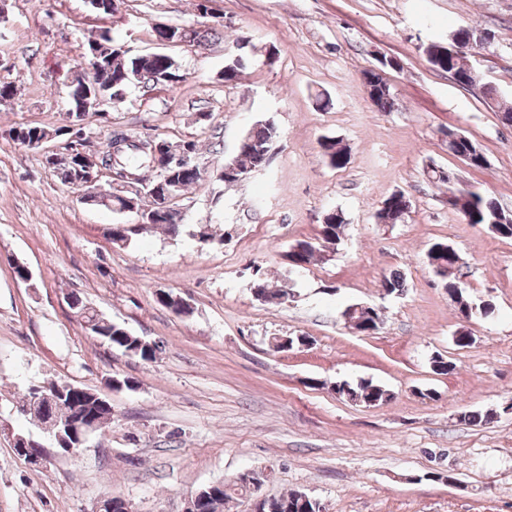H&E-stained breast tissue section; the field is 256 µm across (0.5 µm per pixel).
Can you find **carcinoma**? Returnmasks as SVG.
<instances>
[{"label": "carcinoma", "mask_w": 512, "mask_h": 512, "mask_svg": "<svg viewBox=\"0 0 512 512\" xmlns=\"http://www.w3.org/2000/svg\"><path fill=\"white\" fill-rule=\"evenodd\" d=\"M204 0H197L196 9L198 16L204 19L206 25L194 28L172 27V40H181L196 46L206 44L208 35L215 28L208 23L215 22L224 26V21L216 15L207 14V8L202 5ZM467 28L461 27L453 31V35L461 43L462 57L454 59L448 56L447 49L442 42H430L424 47V53L428 62L435 68L448 72L454 70L462 75V78H470L468 70L464 68V60L468 59L467 51L471 44L465 39ZM83 52L81 58L92 65L94 74L86 77L83 73H76L71 77L67 85V115L68 124L54 131L44 127L18 124L0 133L14 142L22 143L25 140L39 139L48 133L54 137H62L65 144L61 149L53 151L56 156L76 159L83 154H90L92 150L88 146L87 135L73 137L71 126L84 120L90 115L100 118L102 122H109L108 113L104 109L97 108L95 112H88V107L100 100L103 103L114 105L125 101L126 96L134 87H156L158 85L173 88L183 80L181 65L177 59L165 52L155 51L144 55L130 56L128 51L122 48L121 42L116 39L109 29H101L97 36L81 44ZM249 64L246 55L239 54L238 60L225 62L223 71L224 82L231 84L239 80L242 71ZM369 99L381 112H391L395 107V98L391 86L378 75L373 76L372 90ZM281 136L277 124L270 120H258L243 135L246 144L237 150L235 157L229 160L239 169L237 177L224 179V174H219V180L226 183L242 182L251 174L260 171L268 165L266 156L267 148ZM122 139L129 141L123 146V150L112 154L107 150L96 152L100 157V163L106 170L113 173V179L123 180L124 174H137L142 176L139 184L141 195L138 197L137 212L139 221L135 224H114L109 237L112 245L116 247L126 246L133 237L146 233L156 227L164 228L167 233L177 236L184 226V218L178 212H162L158 209V200L165 196L169 190L182 193L201 179V170L197 167H168L159 170L155 167V147L169 145L175 149L198 151V145L194 141H180L170 143L165 139L154 137L148 133L132 135L121 127L112 128L111 140ZM322 156L328 164L336 169L345 167L349 162V152L342 142L334 137L325 136L320 141ZM448 190L456 195L461 203H453L452 210L459 213L468 224H493L492 231L503 238H512V216L501 209L495 198L486 193L474 190L470 187L450 186ZM405 203L402 197L393 192L383 200L377 218L382 224H395L404 218ZM345 218L342 212L332 210L328 212L320 225L317 241L301 239L295 241L288 251V258L295 267H301L311 262L314 256L320 252V244H334L340 238L344 227ZM192 236L203 245L215 242L224 243V235L217 234L210 224H196ZM428 260L436 275L441 277L442 286L446 291L455 296L457 310L461 318L469 320L477 315L489 316L486 306L476 302L466 292V287L459 280L448 279V272L459 267L460 256L456 250H448L445 242H435L428 250ZM383 288L389 294H400L405 288V278L399 272H392L384 277ZM252 290L257 300L264 303L279 304L290 297L288 288H271L261 278V274H255L252 282ZM76 306L73 313L84 323H94L95 337L110 345L122 353L131 354L143 362L149 363L155 360V351L149 349L140 341V337L133 334L125 325L114 322L95 309L86 308V303L79 296H74ZM57 385L65 389V398L71 399L57 408L59 416H64L75 406L84 404L82 393L70 392L66 389V383L59 381ZM341 397L359 404L379 405L392 399V394L383 387L371 382L361 381L351 384L341 382ZM198 512H224V506L237 498L250 499L254 495L253 485L243 479L222 480L201 487ZM271 502L277 505L273 512H324V507L319 500L314 499L305 503L300 502L299 492L290 491L270 496Z\"/></svg>", "instance_id": "obj_1"}]
</instances>
